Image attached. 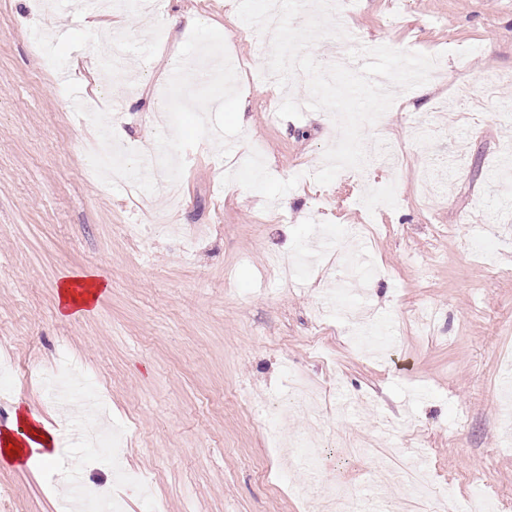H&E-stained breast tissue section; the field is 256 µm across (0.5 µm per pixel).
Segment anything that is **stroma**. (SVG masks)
Wrapping results in <instances>:
<instances>
[{
  "label": "stroma",
  "instance_id": "35a3bbf8",
  "mask_svg": "<svg viewBox=\"0 0 512 512\" xmlns=\"http://www.w3.org/2000/svg\"><path fill=\"white\" fill-rule=\"evenodd\" d=\"M88 28L72 0H0V427L35 409L60 441L48 466L0 458V512H58L61 483L119 498L123 512H322L344 490L367 512L376 468L352 447L429 451L434 485L472 512H512V0H358L346 49L385 44L443 57L444 83L399 93L369 159L305 182L338 129L327 113L270 119L273 86L175 61L200 49L264 68L227 0H159ZM54 13L55 44L34 37ZM199 26L170 27L182 13ZM128 82L106 83L102 29ZM71 77L56 79L59 64ZM131 145L140 196L102 181L103 133ZM289 209L278 210L282 198ZM105 283L92 313H57L62 279ZM67 358L97 379L128 469L119 484L82 441V402L46 381ZM321 383L317 418L282 416L291 378ZM320 450L309 468L297 448Z\"/></svg>",
  "mask_w": 512,
  "mask_h": 512
}]
</instances>
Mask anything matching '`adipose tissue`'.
<instances>
[{"label":"adipose tissue","mask_w":512,"mask_h":512,"mask_svg":"<svg viewBox=\"0 0 512 512\" xmlns=\"http://www.w3.org/2000/svg\"><path fill=\"white\" fill-rule=\"evenodd\" d=\"M102 287L92 276L64 279L58 287V311L70 318L91 312ZM58 436L38 413L26 407L16 408L6 426L0 428V456L17 464L38 460L52 463L56 457Z\"/></svg>","instance_id":"1"}]
</instances>
